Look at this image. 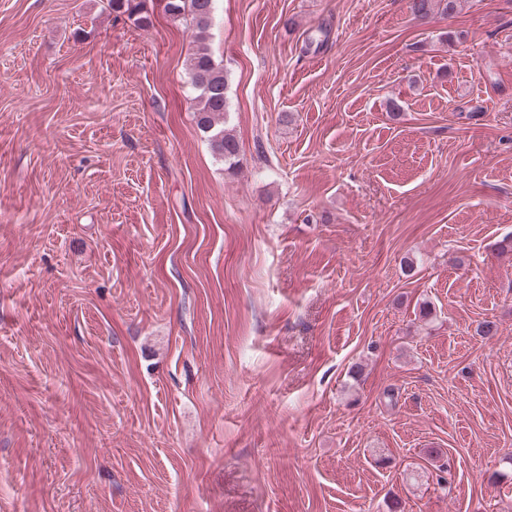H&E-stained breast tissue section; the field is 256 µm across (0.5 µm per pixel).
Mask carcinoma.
Wrapping results in <instances>:
<instances>
[{
    "instance_id": "1",
    "label": "carcinoma",
    "mask_w": 512,
    "mask_h": 512,
    "mask_svg": "<svg viewBox=\"0 0 512 512\" xmlns=\"http://www.w3.org/2000/svg\"><path fill=\"white\" fill-rule=\"evenodd\" d=\"M112 10L122 12L142 23L140 0H109ZM166 11L189 20L195 29L192 52L186 60V70L192 88L197 92L196 121L215 155L234 164L239 146L236 139L224 130L227 109V80L224 67L213 57L208 43L214 0H166Z\"/></svg>"
}]
</instances>
